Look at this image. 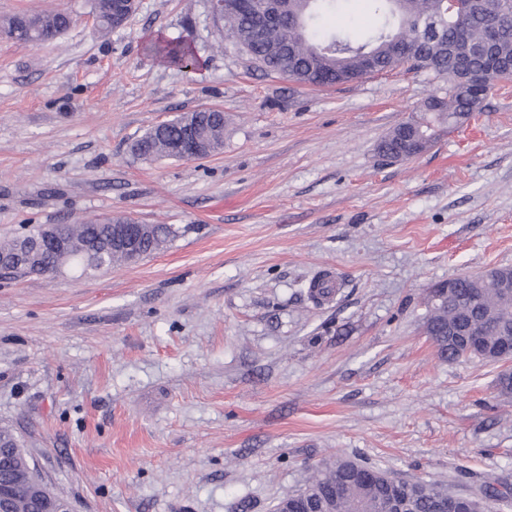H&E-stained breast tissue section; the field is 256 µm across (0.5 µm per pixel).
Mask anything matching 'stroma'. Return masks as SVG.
Returning a JSON list of instances; mask_svg holds the SVG:
<instances>
[{
  "mask_svg": "<svg viewBox=\"0 0 512 512\" xmlns=\"http://www.w3.org/2000/svg\"><path fill=\"white\" fill-rule=\"evenodd\" d=\"M50 6L72 18L57 41L0 37V240L116 214L176 231L132 265L0 275V427L74 512H274L339 458L454 495L512 480L506 366L440 359L425 300L512 267V79L395 162L384 137L448 94L431 70L302 85L209 0H139L106 35L92 0L0 18ZM157 36L199 66L157 58ZM208 105L230 118L220 153L132 156Z\"/></svg>",
  "mask_w": 512,
  "mask_h": 512,
  "instance_id": "obj_1",
  "label": "stroma"
}]
</instances>
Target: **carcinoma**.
<instances>
[{
    "instance_id": "carcinoma-1",
    "label": "carcinoma",
    "mask_w": 512,
    "mask_h": 512,
    "mask_svg": "<svg viewBox=\"0 0 512 512\" xmlns=\"http://www.w3.org/2000/svg\"><path fill=\"white\" fill-rule=\"evenodd\" d=\"M370 2L380 25L363 39L324 24V18L336 11L337 0H281L283 19L276 24L265 23L254 12H244L239 0H227L219 22L266 72L305 85L352 82L404 64L412 70L431 69L448 77V96L430 98L420 115L398 124L380 144L386 158L408 160L432 145L436 128L479 111L493 82L500 79L497 71L473 54V47L490 41L499 61L512 63V0H466L468 7L453 12L448 9V0ZM98 18L102 32L115 29L112 0H100ZM71 22L68 12L50 9L7 17L3 26H23L28 32L26 42L40 45L58 38ZM150 50L167 62L198 65L192 47L183 41H158ZM226 126L222 112L199 116V137L208 151L223 149ZM180 136L177 123L170 125L163 136L148 131L135 142L133 153L143 160L170 159ZM120 220L114 216L57 225L58 235L66 244L63 252L36 248L42 225H33L23 235L0 242V258L15 261L3 268V274H54L65 264L83 274L107 270L140 261L163 248L175 235L167 224H145L135 248L128 250L116 244ZM464 320L473 321L479 328L490 325L484 343L468 353L448 344V326ZM426 329L441 359L499 361V344L503 337L512 335V297L493 282L475 284L465 279L454 289L451 304L428 308ZM385 478L381 470L353 460L329 462L316 469L305 484L311 512H387L394 495L404 502L405 512H443V488L422 480H404L393 493ZM0 484L22 487L7 512H36L38 503L59 498L36 475L22 449L9 464L0 465Z\"/></svg>"
}]
</instances>
